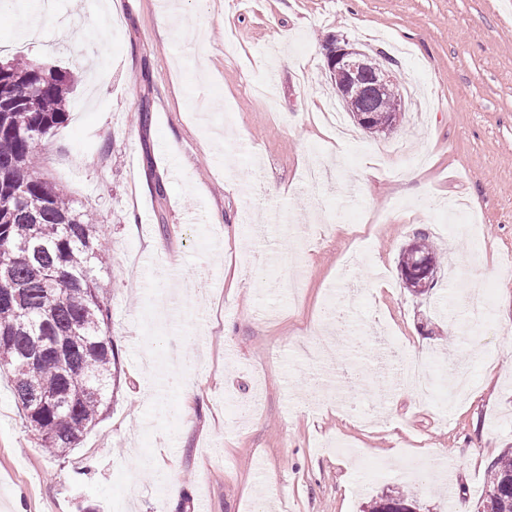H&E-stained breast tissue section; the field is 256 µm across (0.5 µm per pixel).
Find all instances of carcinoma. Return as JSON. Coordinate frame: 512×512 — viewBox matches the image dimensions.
<instances>
[{"instance_id": "obj_1", "label": "carcinoma", "mask_w": 512, "mask_h": 512, "mask_svg": "<svg viewBox=\"0 0 512 512\" xmlns=\"http://www.w3.org/2000/svg\"><path fill=\"white\" fill-rule=\"evenodd\" d=\"M369 72L381 91L354 99L371 112L362 129L393 133L405 119L401 95L382 64ZM71 89L65 72L0 62V377L51 457L69 454L107 414L117 365L108 284L94 275L108 244L94 214L38 175L35 144L66 121ZM368 512H414V501L395 488ZM478 512H512V453L492 463Z\"/></svg>"}]
</instances>
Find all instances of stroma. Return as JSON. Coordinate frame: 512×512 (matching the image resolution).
Here are the masks:
<instances>
[{
  "label": "stroma",
  "mask_w": 512,
  "mask_h": 512,
  "mask_svg": "<svg viewBox=\"0 0 512 512\" xmlns=\"http://www.w3.org/2000/svg\"><path fill=\"white\" fill-rule=\"evenodd\" d=\"M169 2L0 20V58L72 76L38 153L108 242L117 355L108 414L59 459L0 380V512H364L396 486L477 512L512 451V0H180L201 42L158 33ZM336 35L405 48L396 132L344 144L319 121ZM419 231L441 257L426 296L398 271ZM416 345L439 381L469 370L467 399L398 384Z\"/></svg>",
  "instance_id": "1"
}]
</instances>
